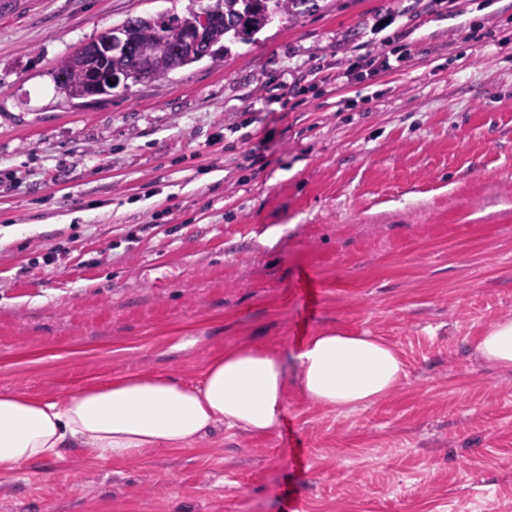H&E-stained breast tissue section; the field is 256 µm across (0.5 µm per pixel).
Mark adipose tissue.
Wrapping results in <instances>:
<instances>
[{"mask_svg":"<svg viewBox=\"0 0 512 512\" xmlns=\"http://www.w3.org/2000/svg\"><path fill=\"white\" fill-rule=\"evenodd\" d=\"M480 356L512 368V318L480 336ZM405 377L400 352L383 340L322 329L283 359L260 345L233 346L191 384L140 372L84 387L63 400L0 391V470L80 448L93 460H132L147 449L193 445L221 426L252 435L273 431L289 385L326 410L370 406Z\"/></svg>","mask_w":512,"mask_h":512,"instance_id":"adipose-tissue-1","label":"adipose tissue"}]
</instances>
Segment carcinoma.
<instances>
[{"instance_id":"carcinoma-1","label":"carcinoma","mask_w":512,"mask_h":512,"mask_svg":"<svg viewBox=\"0 0 512 512\" xmlns=\"http://www.w3.org/2000/svg\"><path fill=\"white\" fill-rule=\"evenodd\" d=\"M311 0H215L206 13L192 9L184 17L161 14L126 20L119 30L132 29L135 42L130 52H114L95 65L112 71L113 84L95 83L91 76L94 65L88 61L84 49L65 57L58 65L57 88L68 99L108 96L129 83L140 82L137 62L145 60L151 69V80H160L182 67L209 57L214 61L228 53V44H249L254 36L275 20L293 19L298 7ZM202 24L207 39L203 53L186 45L187 30L192 24Z\"/></svg>"}]
</instances>
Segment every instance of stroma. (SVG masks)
Instances as JSON below:
<instances>
[{"label":"stroma","instance_id":"stroma-1","mask_svg":"<svg viewBox=\"0 0 512 512\" xmlns=\"http://www.w3.org/2000/svg\"><path fill=\"white\" fill-rule=\"evenodd\" d=\"M213 2L0 9V390L196 383L226 347L286 357L330 327L406 376L355 412L289 387L305 469L277 431L73 448L0 472V512H512V369L475 351L512 317V0H316L224 61L57 94L79 47Z\"/></svg>","mask_w":512,"mask_h":512}]
</instances>
